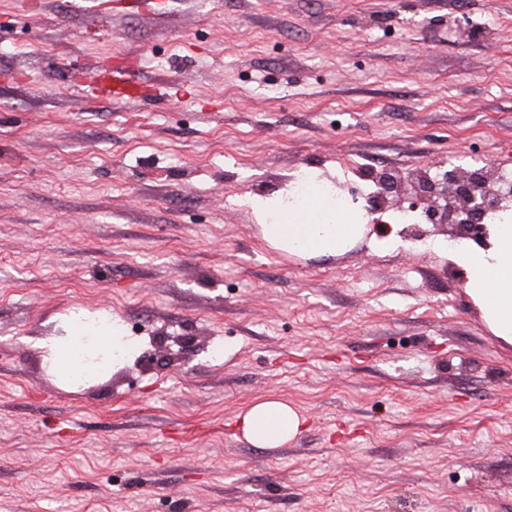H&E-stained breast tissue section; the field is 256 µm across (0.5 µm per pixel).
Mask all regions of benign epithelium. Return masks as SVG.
<instances>
[{"label":"benign epithelium","mask_w":512,"mask_h":512,"mask_svg":"<svg viewBox=\"0 0 512 512\" xmlns=\"http://www.w3.org/2000/svg\"><path fill=\"white\" fill-rule=\"evenodd\" d=\"M380 185L381 193L371 203L372 210H386L391 194L405 195L409 210L421 211L426 223L445 227L457 239L487 237L486 222L512 205V188L497 185L493 174L485 169L458 168L440 182L424 170L406 178L383 174Z\"/></svg>","instance_id":"benign-epithelium-1"}]
</instances>
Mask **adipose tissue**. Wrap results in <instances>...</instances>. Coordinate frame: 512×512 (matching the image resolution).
I'll use <instances>...</instances> for the list:
<instances>
[{
  "label": "adipose tissue",
  "instance_id": "adipose-tissue-1",
  "mask_svg": "<svg viewBox=\"0 0 512 512\" xmlns=\"http://www.w3.org/2000/svg\"><path fill=\"white\" fill-rule=\"evenodd\" d=\"M300 199L289 207L279 200H260L266 223L265 241L274 249L299 256H332L358 242L367 230L361 213H347L336 206L329 181L305 174L300 181ZM450 258L468 273L466 292L479 308L492 335L512 345V221L489 227L486 244L462 242L449 248ZM111 350L113 363L125 361L137 350L124 337L119 325L106 315L86 319L72 314L68 340L55 360L70 380L84 379L95 371L97 355ZM304 424L296 410L278 400L254 404L240 417L243 435L253 445L275 448L293 439Z\"/></svg>",
  "mask_w": 512,
  "mask_h": 512
}]
</instances>
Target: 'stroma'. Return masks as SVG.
<instances>
[{
    "label": "stroma",
    "instance_id": "stroma-1",
    "mask_svg": "<svg viewBox=\"0 0 512 512\" xmlns=\"http://www.w3.org/2000/svg\"><path fill=\"white\" fill-rule=\"evenodd\" d=\"M0 0V512H512V348L437 227L262 239L302 171L512 170V0ZM133 68L143 98L86 99ZM143 339L78 385L71 313ZM304 418L276 448L237 420ZM133 89L134 83L129 72L122 67H114L103 80L97 76H90L83 86L82 93L94 98L99 93L111 96L112 92L116 95H127ZM239 418L243 435L264 448H275L293 439L304 424L296 410L278 400L257 402Z\"/></svg>",
    "mask_w": 512,
    "mask_h": 512
}]
</instances>
